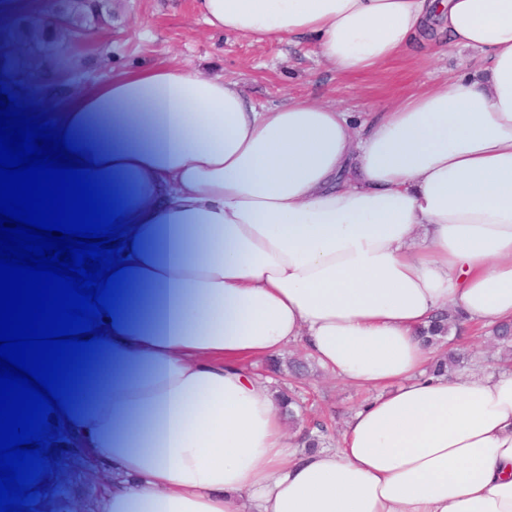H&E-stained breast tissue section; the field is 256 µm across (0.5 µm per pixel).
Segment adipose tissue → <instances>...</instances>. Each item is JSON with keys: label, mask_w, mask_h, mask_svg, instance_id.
Returning a JSON list of instances; mask_svg holds the SVG:
<instances>
[{"label": "adipose tissue", "mask_w": 512, "mask_h": 512, "mask_svg": "<svg viewBox=\"0 0 512 512\" xmlns=\"http://www.w3.org/2000/svg\"><path fill=\"white\" fill-rule=\"evenodd\" d=\"M197 9L256 42L315 36L340 77L434 27L484 65L355 121L309 99L264 109L181 68L118 71L71 100L59 121L90 130L137 236L98 368L110 399L84 395L63 423L116 475L111 512H512V367L434 376L418 337L448 310L512 322V0ZM298 342L373 393L337 447L297 449L272 378L250 370Z\"/></svg>", "instance_id": "1"}]
</instances>
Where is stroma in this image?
<instances>
[{"instance_id": "stroma-1", "label": "stroma", "mask_w": 512, "mask_h": 512, "mask_svg": "<svg viewBox=\"0 0 512 512\" xmlns=\"http://www.w3.org/2000/svg\"><path fill=\"white\" fill-rule=\"evenodd\" d=\"M52 25L36 24L40 14ZM0 35L14 47L16 61L5 71L11 90L25 97L35 86L56 92L53 112L92 83L108 80L120 70L172 66L237 82L263 107L286 105L306 97L335 105L351 114L372 112L439 79L479 71V54L470 49L441 46L408 50L379 71L337 78L314 52L313 38L301 43H258L208 27L195 0H111L109 16L88 19L82 0H16L4 11ZM488 329L470 325L453 338L468 353L467 369L491 370L503 357L494 349ZM280 361L295 358L309 365L299 379L294 417L285 421L297 444L317 440L319 447H336L344 426L370 396L333 378L301 344L279 353ZM54 464L58 480L51 493L38 500L34 512H107L112 472L84 453L72 439L60 442Z\"/></svg>"}]
</instances>
